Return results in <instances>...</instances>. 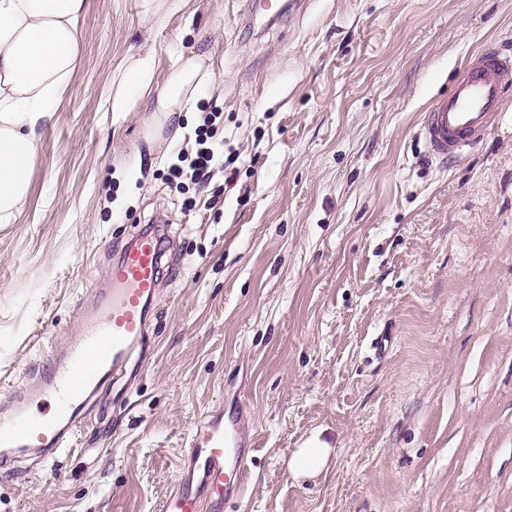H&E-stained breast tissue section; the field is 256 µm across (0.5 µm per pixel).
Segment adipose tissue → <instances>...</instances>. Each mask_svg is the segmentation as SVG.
<instances>
[{"label":"adipose tissue","mask_w":512,"mask_h":512,"mask_svg":"<svg viewBox=\"0 0 512 512\" xmlns=\"http://www.w3.org/2000/svg\"><path fill=\"white\" fill-rule=\"evenodd\" d=\"M86 0H0V224L16 223L30 189L40 143L53 124L80 55L79 24ZM213 79L209 53H179L165 78L152 54L130 55L106 99L109 112L147 113L152 140L196 111ZM333 450L314 434L289 462L295 478L316 476Z\"/></svg>","instance_id":"adipose-tissue-1"}]
</instances>
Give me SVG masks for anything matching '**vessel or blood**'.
<instances>
[{
	"label": "vessel or blood",
	"instance_id": "b4317fda",
	"mask_svg": "<svg viewBox=\"0 0 512 512\" xmlns=\"http://www.w3.org/2000/svg\"><path fill=\"white\" fill-rule=\"evenodd\" d=\"M512 80V54L488 47L473 55L465 75L440 96L424 123L431 158L443 161L484 137ZM162 253L158 239L137 237L112 268L106 288L85 308L69 343L53 349L48 363L29 372L24 397L0 417V463L21 453L73 446L83 413L99 390L123 378L136 352L148 343L147 305L157 291ZM49 402L50 417L31 405ZM246 450L237 426L207 421L196 427L179 463V483L158 512L221 508L246 479Z\"/></svg>",
	"mask_w": 512,
	"mask_h": 512
}]
</instances>
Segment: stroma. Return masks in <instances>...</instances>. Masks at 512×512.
Returning a JSON list of instances; mask_svg holds the SVG:
<instances>
[{"label":"stroma","mask_w":512,"mask_h":512,"mask_svg":"<svg viewBox=\"0 0 512 512\" xmlns=\"http://www.w3.org/2000/svg\"><path fill=\"white\" fill-rule=\"evenodd\" d=\"M88 0L80 57L18 220L0 224V412L63 346L132 235L166 252L151 339L86 412L75 450L0 467V512H157L203 417H239L245 488L223 512H512V87L441 163L425 112L472 55L512 51V0ZM209 52L202 97L233 169L166 181L112 70ZM197 198L185 210V198ZM334 454L295 480L313 433Z\"/></svg>","instance_id":"35a3bbf8"}]
</instances>
